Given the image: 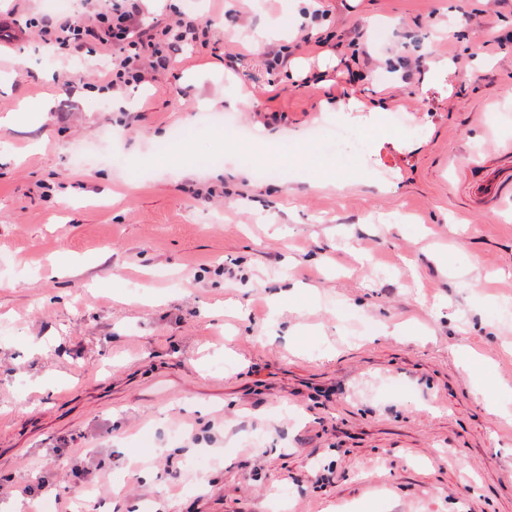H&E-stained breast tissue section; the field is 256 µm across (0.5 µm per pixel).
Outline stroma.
Segmentation results:
<instances>
[{
	"mask_svg": "<svg viewBox=\"0 0 512 512\" xmlns=\"http://www.w3.org/2000/svg\"><path fill=\"white\" fill-rule=\"evenodd\" d=\"M169 3L210 42L123 111L111 50L17 35L46 0L0 20V501L512 512V428L457 357L512 387V192L480 193L512 172V0ZM272 21L282 67L225 58Z\"/></svg>",
	"mask_w": 512,
	"mask_h": 512,
	"instance_id": "35a3bbf8",
	"label": "stroma"
}]
</instances>
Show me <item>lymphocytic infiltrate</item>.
<instances>
[{"label":"lymphocytic infiltrate","instance_id":"obj_1","mask_svg":"<svg viewBox=\"0 0 512 512\" xmlns=\"http://www.w3.org/2000/svg\"><path fill=\"white\" fill-rule=\"evenodd\" d=\"M207 28V22L197 17L149 26L138 0H110L107 6L72 13L59 24L41 21L39 35L65 56L90 44L111 48L112 67L104 76L105 88L121 96L144 83L170 53L204 38Z\"/></svg>","mask_w":512,"mask_h":512}]
</instances>
